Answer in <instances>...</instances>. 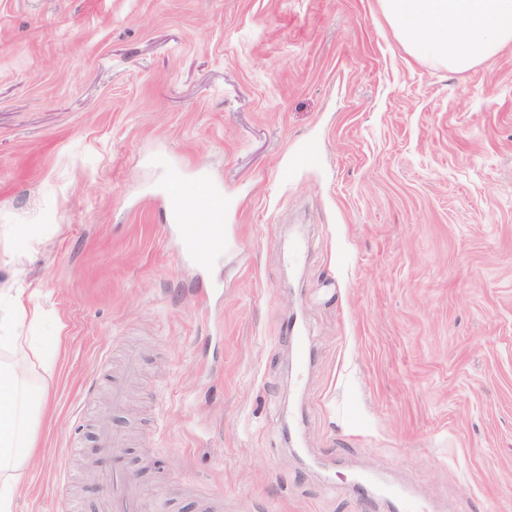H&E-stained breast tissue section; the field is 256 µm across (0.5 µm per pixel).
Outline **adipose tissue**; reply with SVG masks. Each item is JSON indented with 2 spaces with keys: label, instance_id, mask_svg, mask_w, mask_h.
<instances>
[{
  "label": "adipose tissue",
  "instance_id": "adipose-tissue-1",
  "mask_svg": "<svg viewBox=\"0 0 512 512\" xmlns=\"http://www.w3.org/2000/svg\"><path fill=\"white\" fill-rule=\"evenodd\" d=\"M394 35L416 57L465 72L512 45V0H378ZM39 308L15 288L0 289V512H16L36 446V420L48 389L33 376L50 372L57 353L31 348L22 329Z\"/></svg>",
  "mask_w": 512,
  "mask_h": 512
}]
</instances>
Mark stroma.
Returning <instances> with one entry per match:
<instances>
[{"mask_svg":"<svg viewBox=\"0 0 512 512\" xmlns=\"http://www.w3.org/2000/svg\"><path fill=\"white\" fill-rule=\"evenodd\" d=\"M190 178L222 261L176 250ZM19 287L63 338L19 512L102 503L115 469L164 512H379L368 472L512 512V46L448 71L377 0H0Z\"/></svg>","mask_w":512,"mask_h":512,"instance_id":"stroma-1","label":"stroma"}]
</instances>
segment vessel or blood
Instances as JSON below:
<instances>
[{
  "label": "vessel or blood",
  "instance_id": "vessel-or-blood-1",
  "mask_svg": "<svg viewBox=\"0 0 512 512\" xmlns=\"http://www.w3.org/2000/svg\"><path fill=\"white\" fill-rule=\"evenodd\" d=\"M165 193L170 216L181 226L176 240L179 253L188 259L216 260L224 247L219 201L206 199L205 187L194 179L175 182ZM107 483L106 512H161L160 504L146 497L125 473L113 472Z\"/></svg>",
  "mask_w": 512,
  "mask_h": 512
}]
</instances>
